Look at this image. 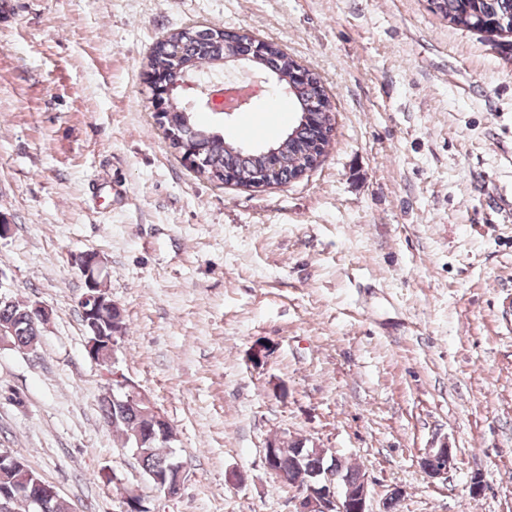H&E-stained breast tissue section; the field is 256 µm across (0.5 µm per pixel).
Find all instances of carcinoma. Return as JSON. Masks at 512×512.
Returning a JSON list of instances; mask_svg holds the SVG:
<instances>
[{
	"instance_id": "obj_1",
	"label": "carcinoma",
	"mask_w": 512,
	"mask_h": 512,
	"mask_svg": "<svg viewBox=\"0 0 512 512\" xmlns=\"http://www.w3.org/2000/svg\"><path fill=\"white\" fill-rule=\"evenodd\" d=\"M435 8L444 18L456 24L487 35L496 33L502 39L500 48L512 52V0H433ZM252 38L245 34L225 30L214 26L209 29L184 28L169 35L157 43L149 57L148 67L161 72L164 85H177L183 80L181 71L171 67L169 51L175 49L181 53L183 62L190 73H203L207 70L223 66L221 60L225 55L248 50ZM247 67L263 70H275L274 79L280 86L288 90V96L297 104L299 111L304 112L314 97L324 93V88L317 75L304 82L289 83L285 75L290 73L297 62L275 44H269L265 56L257 62L245 63ZM333 127L327 128V135L322 140L319 150H313L316 143L309 125L299 123L290 127L274 141V147L280 153L279 170L270 176L266 173L264 153L256 147H241L239 143L224 138V133L217 127H199L193 117L183 120L178 129L180 144H173L179 151L185 148L200 150L201 163L195 169L196 174L211 181H224L232 176L235 185L250 188L258 182L271 180L275 184H286L300 177L304 172L316 167L329 145ZM24 302L14 301L8 305H0V326L8 324L13 327L12 339L27 344L35 339V331L31 326ZM102 417L111 422L112 428L120 433L122 447L129 448L138 454L142 468L147 476L158 475L167 470L173 458L164 451V443L154 440L149 444L136 443L133 432L140 426L136 411L117 401H112L102 408ZM279 455V471L281 484L295 486L308 476V471L323 463L320 448H305L296 454L286 444L277 450ZM40 476L32 469L18 470L11 475L9 482L13 500L10 512H32L28 502V489Z\"/></svg>"
}]
</instances>
